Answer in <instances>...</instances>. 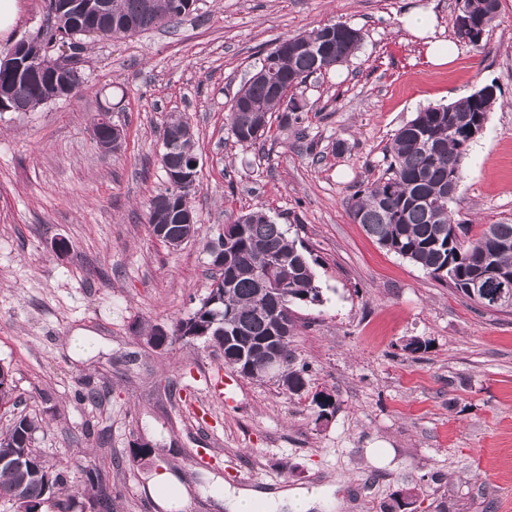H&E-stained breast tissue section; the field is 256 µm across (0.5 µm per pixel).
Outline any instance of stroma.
Instances as JSON below:
<instances>
[{
    "label": "stroma",
    "mask_w": 512,
    "mask_h": 512,
    "mask_svg": "<svg viewBox=\"0 0 512 512\" xmlns=\"http://www.w3.org/2000/svg\"><path fill=\"white\" fill-rule=\"evenodd\" d=\"M44 0H20L0 55L46 23ZM455 0H196L171 27L89 44L83 84L30 112H0V365L20 412L43 427L48 462L104 468L112 512H168L150 495L157 473L188 487L180 512H225L216 481L241 475L272 490L335 484L325 512H386L413 489V512H512V311L473 304L366 235L349 215L358 188L382 176L386 147L416 112L486 84L498 102L463 162L457 223L479 233L512 224V0L483 38L456 43ZM434 20L450 57L428 62L408 12ZM344 23L363 35L347 63L296 92L307 141L272 127L238 144L231 100L277 40ZM122 133L102 150L104 109ZM173 116L194 133L199 236L157 240L148 206L169 186L162 137ZM262 208L316 264L318 306L294 308L292 346L304 391L250 380L211 342L174 336L150 347L138 327L173 331L208 295V246L225 224ZM223 379L226 402L211 399ZM91 387L96 401L79 402ZM336 409L320 416L316 395ZM151 457L133 458L135 443ZM386 442L390 460L370 448Z\"/></svg>",
    "instance_id": "stroma-1"
}]
</instances>
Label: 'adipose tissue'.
<instances>
[{"label": "adipose tissue", "instance_id": "1", "mask_svg": "<svg viewBox=\"0 0 512 512\" xmlns=\"http://www.w3.org/2000/svg\"><path fill=\"white\" fill-rule=\"evenodd\" d=\"M333 495L331 486L307 490L291 488L266 491L254 488H226L223 493L227 512H255V504H262V512H317L326 506Z\"/></svg>", "mask_w": 512, "mask_h": 512}]
</instances>
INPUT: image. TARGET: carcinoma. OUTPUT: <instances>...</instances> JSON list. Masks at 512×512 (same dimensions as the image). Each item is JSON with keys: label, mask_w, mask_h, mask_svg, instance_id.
Instances as JSON below:
<instances>
[{"label": "carcinoma", "mask_w": 512, "mask_h": 512, "mask_svg": "<svg viewBox=\"0 0 512 512\" xmlns=\"http://www.w3.org/2000/svg\"><path fill=\"white\" fill-rule=\"evenodd\" d=\"M105 9L84 13L73 8L64 12L66 0H48L46 26L40 36L45 45L64 39L70 30L74 40L65 62L76 66L86 41L97 37L122 38V24L137 17L140 30H148L187 13L195 0H101ZM457 15L452 27L457 41L479 52L485 48V33L500 12V0H456ZM469 12L476 35L457 24L458 15ZM343 24L326 25L297 34L305 45L302 51L281 55L271 51L264 58L270 78L280 90L272 92L267 81L248 79L233 100L249 108L237 115L230 105L227 121L238 143L250 147L268 137L270 121L279 127L298 124L301 105L289 91L307 83L315 75L348 61L361 43L343 34ZM8 87L16 112H27L48 102L50 87L31 83L25 75L0 71V88ZM498 97H485L474 92L447 105L428 106L398 129L387 148L388 164L383 176L356 192L349 205L354 223L383 248L409 260L438 281L451 283L458 292L482 307L468 288L469 282L494 266L508 278L512 286V224H491L473 238L470 227L457 225L458 234L448 236L453 223L450 183L464 179L463 159L472 140L464 130L475 122L485 125ZM456 123V131L448 132V121ZM262 129L260 137L254 130ZM196 157L192 138L176 142L161 157L164 170L181 168ZM191 208L189 193L176 187L155 197L148 209L152 232L165 230L161 241L177 248L199 231L197 224L183 222V213ZM211 265L217 271L208 295L194 312L177 322L176 333L182 338L204 333V339L224 348V364L244 378L263 381L267 374L259 361H239L233 347L225 346L229 336L239 337L237 347L248 340L280 335L281 321L288 320V339L280 345V353L288 370L280 384L291 393L306 385L309 367L296 363L291 348L296 323L292 306H315L323 302L317 285L311 253L286 237L281 225L261 209L239 216L217 237L209 251ZM281 307L278 317L270 311ZM11 371L0 366V403L13 399ZM41 428L38 418L19 415L0 429V500L16 505V512L41 509L55 500L58 512H74L86 490L96 492L98 512H112V495L98 467L72 466L59 462L48 464L34 437Z\"/></svg>", "instance_id": "obj_1"}]
</instances>
